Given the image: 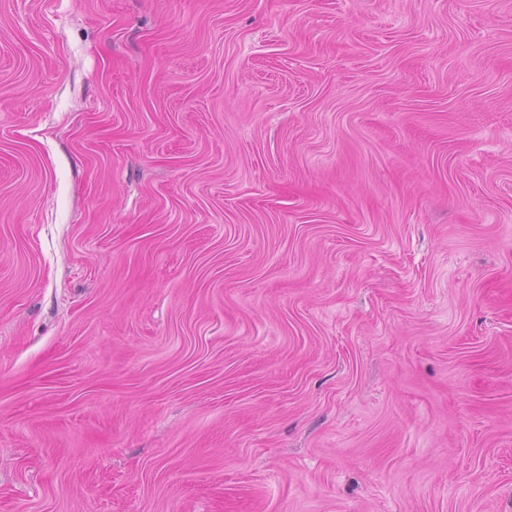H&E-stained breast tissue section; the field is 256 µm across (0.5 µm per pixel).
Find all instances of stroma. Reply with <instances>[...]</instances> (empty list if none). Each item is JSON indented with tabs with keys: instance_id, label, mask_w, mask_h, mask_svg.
<instances>
[{
	"instance_id": "stroma-1",
	"label": "stroma",
	"mask_w": 512,
	"mask_h": 512,
	"mask_svg": "<svg viewBox=\"0 0 512 512\" xmlns=\"http://www.w3.org/2000/svg\"><path fill=\"white\" fill-rule=\"evenodd\" d=\"M0 512H512V0H0Z\"/></svg>"
}]
</instances>
